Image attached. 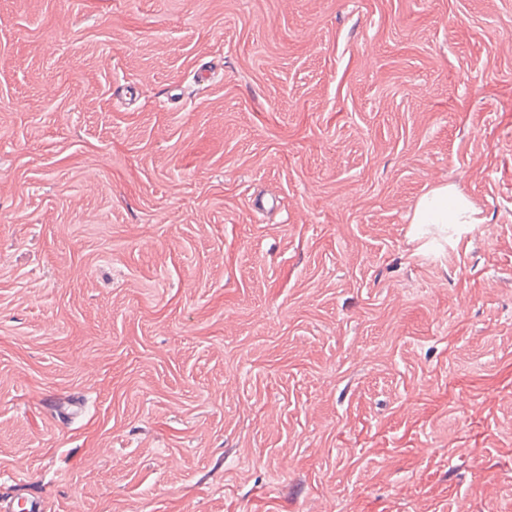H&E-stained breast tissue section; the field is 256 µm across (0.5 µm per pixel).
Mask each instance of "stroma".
<instances>
[{
	"mask_svg": "<svg viewBox=\"0 0 512 512\" xmlns=\"http://www.w3.org/2000/svg\"><path fill=\"white\" fill-rule=\"evenodd\" d=\"M19 495L512 512V0H0ZM477 210L448 186L430 189L418 200L410 224H479Z\"/></svg>",
	"mask_w": 512,
	"mask_h": 512,
	"instance_id": "1",
	"label": "stroma"
}]
</instances>
